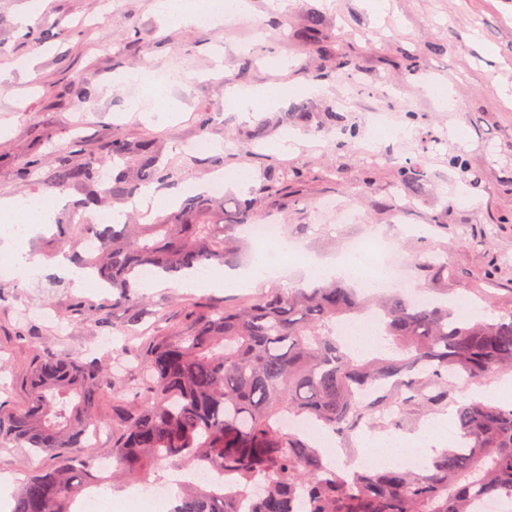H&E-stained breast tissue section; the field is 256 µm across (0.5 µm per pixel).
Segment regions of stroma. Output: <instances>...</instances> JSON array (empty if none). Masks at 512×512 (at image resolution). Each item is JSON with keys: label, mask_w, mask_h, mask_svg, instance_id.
Returning <instances> with one entry per match:
<instances>
[{"label": "stroma", "mask_w": 512, "mask_h": 512, "mask_svg": "<svg viewBox=\"0 0 512 512\" xmlns=\"http://www.w3.org/2000/svg\"><path fill=\"white\" fill-rule=\"evenodd\" d=\"M30 0H0V196L31 195L57 204L72 225L98 210L128 217L135 201L106 197L105 178L58 186L60 162L74 167L110 157L113 140L151 137L177 172L161 185L172 199L216 172L250 169L247 188L224 191L256 200L283 226L294 255L277 259V276L243 288H138L143 326L158 314L176 322L180 305L214 301L235 307L274 289L305 286L311 263H329L349 239L376 235L408 261L448 257V295L479 288L512 294V0H249V15L223 25L179 26L156 0H49L27 26ZM321 24L308 32L307 19ZM277 26L275 39L263 30ZM332 56H324L321 46ZM33 59L31 69L13 61ZM166 69L170 112L133 76ZM287 88L277 108L228 111L232 87ZM208 128H201L202 115ZM272 132L259 139V125ZM207 132L208 152L191 148ZM421 171L404 181L403 167ZM287 171L283 196L260 200L262 173ZM96 206L82 209V202ZM410 209H403L404 200ZM335 208L322 212L320 201ZM34 278L0 265V409L29 400L30 367L47 350L111 357L133 327L128 307L108 288H77L57 258L82 251L70 228L23 239ZM112 344L100 346L102 337ZM456 434L454 410L416 411L371 435L400 436L418 447L429 424Z\"/></svg>", "instance_id": "stroma-1"}]
</instances>
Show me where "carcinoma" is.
I'll list each match as a JSON object with an SVG mask.
<instances>
[{
	"label": "carcinoma",
	"mask_w": 512,
	"mask_h": 512,
	"mask_svg": "<svg viewBox=\"0 0 512 512\" xmlns=\"http://www.w3.org/2000/svg\"><path fill=\"white\" fill-rule=\"evenodd\" d=\"M155 145L112 142V160L135 153L139 165L113 175L110 194L130 199L173 177ZM96 165L64 162L57 183L90 180ZM262 219L250 203L203 192L149 224L78 225L98 246L74 260L130 303L142 269L166 278L223 265L243 246L235 230ZM420 267L431 285L448 282V260L431 254ZM483 301L486 315L477 316L446 301L362 295L322 278L233 309L187 304L162 334L137 335V371L128 379L100 361L49 351L33 365L28 404L0 411V444L55 462L27 472L11 512H74L79 492L99 483L83 452L85 427L110 387L128 397L112 418V458L126 477L145 482L161 462L206 464L224 475L215 486H190L173 512H473L479 498L512 501V402L453 399L461 378L512 371V297ZM370 314L391 352L366 358L338 327ZM450 403L459 445L437 452L421 473L397 465L344 474L312 434L284 426L287 418L310 421L343 438Z\"/></svg>",
	"instance_id": "cac0c4a2"
}]
</instances>
